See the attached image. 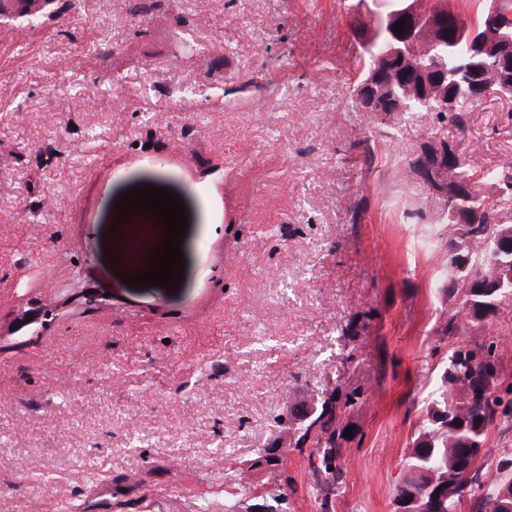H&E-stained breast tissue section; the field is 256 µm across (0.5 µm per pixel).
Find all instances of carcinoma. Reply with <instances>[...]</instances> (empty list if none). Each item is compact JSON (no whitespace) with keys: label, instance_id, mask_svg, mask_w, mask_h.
<instances>
[{"label":"carcinoma","instance_id":"1","mask_svg":"<svg viewBox=\"0 0 512 512\" xmlns=\"http://www.w3.org/2000/svg\"><path fill=\"white\" fill-rule=\"evenodd\" d=\"M434 5L453 13L455 21L465 18L478 29H484L486 8L477 10L471 17L463 11L458 0H432ZM411 0H356V6L365 11L355 12L350 27L363 42L359 43L358 68L360 80L350 89L354 107L359 111L376 112L381 121L396 114L406 116L413 112H434L447 120L459 131H465L470 108L478 104L474 96V70L487 63L463 50L457 43L446 40L435 46H415L407 52L408 67L412 72L392 76L381 87L386 102L370 105L357 101V90L375 72L393 68L395 60L390 56V38L381 24H373L376 14H398ZM435 68L446 79L448 98L454 102V110L441 111V103L424 100L410 89L412 82L425 71ZM441 181H451L460 190L457 206L479 213L475 224H462L459 235L448 240V259L455 270L451 292L457 294L464 305H471L478 320L495 312L501 305L512 300V281L502 278L501 269L512 265V249L496 250L495 240L512 241V224L503 219L501 209L486 202L481 191L465 189L467 177L461 160L448 165L440 176ZM485 188L512 196V162H506L485 171ZM465 255V266L458 263L459 255ZM442 386L433 398L427 419L408 453V475L394 486L393 500L412 501L417 512H461L465 497L482 488L485 474L477 466L478 459L487 455V432L497 418H512V385L503 386L498 346L495 342L456 347L448 356L441 375ZM367 399V390L356 388L340 397L310 396L301 409L290 412L295 417L314 410V419L320 422L316 429L305 428V434H315L314 452L309 454V464L318 485L324 491L322 512H330L329 495L341 477L340 460L345 448L338 422L342 414ZM460 424H454V421ZM288 452L282 441L274 439L269 445L265 463L284 468ZM498 475L491 483L494 493L478 498L474 512H495L493 502L496 492L502 488L512 490V461H502ZM441 479L453 487L444 505L433 510L429 484Z\"/></svg>","mask_w":512,"mask_h":512}]
</instances>
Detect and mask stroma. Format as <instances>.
Returning <instances> with one entry per match:
<instances>
[{"label": "stroma", "instance_id": "stroma-1", "mask_svg": "<svg viewBox=\"0 0 512 512\" xmlns=\"http://www.w3.org/2000/svg\"><path fill=\"white\" fill-rule=\"evenodd\" d=\"M348 5L0 11V512H261L278 418L358 386L331 512H394L454 347L496 341L512 382V302L444 333L455 228L400 174L434 117L353 107ZM161 77L182 97H157ZM441 136L483 188L512 157V99L488 94ZM144 186L186 206L172 292L124 281L144 265L115 207ZM312 450L288 452L287 512H321Z\"/></svg>", "mask_w": 512, "mask_h": 512}]
</instances>
